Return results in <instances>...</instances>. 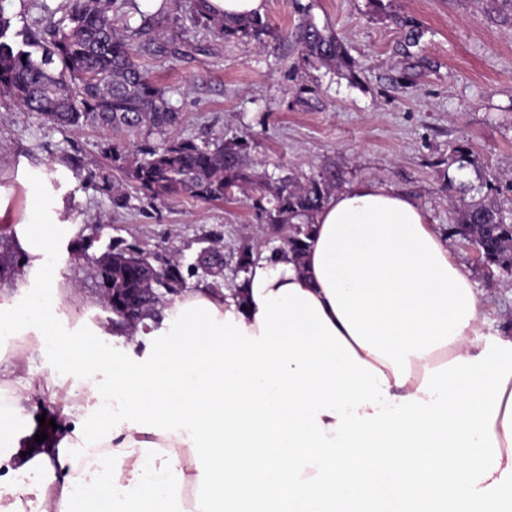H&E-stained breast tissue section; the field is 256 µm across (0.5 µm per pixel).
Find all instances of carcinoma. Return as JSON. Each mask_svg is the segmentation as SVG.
Wrapping results in <instances>:
<instances>
[{"instance_id": "cac0c4a2", "label": "carcinoma", "mask_w": 512, "mask_h": 512, "mask_svg": "<svg viewBox=\"0 0 512 512\" xmlns=\"http://www.w3.org/2000/svg\"><path fill=\"white\" fill-rule=\"evenodd\" d=\"M109 4L110 0H68L58 22L26 33L19 42L10 34L11 19L0 11V95L62 128L92 125L124 133L147 128L165 135L155 144L141 146L139 156L126 168L128 180L151 195L210 202L252 190L255 179L244 163V143L212 147L168 135L179 124V113L141 62L143 50L156 43L163 24L161 12L142 13L137 27L120 29L109 15ZM194 20L226 38L260 41L271 32L265 15H216L204 7V0H196ZM394 22L405 32L406 46L419 44L423 31L413 19L397 17ZM296 39L307 60L357 79L359 64L335 33L305 19ZM499 183L498 178L487 183L479 200L461 199L458 223L449 227V233L475 241L489 263L512 275V217L496 202ZM335 191L333 179L324 176L260 184L267 223L288 225L280 250L304 252L315 214ZM141 254L119 244L105 253L102 277L112 288L116 316L128 294L158 285L175 288L183 281L178 260L152 267ZM198 266L207 275L219 277L224 257L215 249L206 250Z\"/></svg>"}]
</instances>
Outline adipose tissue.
I'll use <instances>...</instances> for the list:
<instances>
[{"label": "adipose tissue", "instance_id": "ef3b65f1", "mask_svg": "<svg viewBox=\"0 0 512 512\" xmlns=\"http://www.w3.org/2000/svg\"><path fill=\"white\" fill-rule=\"evenodd\" d=\"M26 207L0 220L37 281L0 302V336L49 352L62 436L26 439L27 356L0 350V444L43 472L35 512H506L512 336L419 203L357 182L320 209L301 261L240 288L176 296L132 331L64 319L63 192L19 165ZM125 346L116 354L115 343Z\"/></svg>", "mask_w": 512, "mask_h": 512}]
</instances>
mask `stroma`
Listing matches in <instances>:
<instances>
[{"label": "stroma", "mask_w": 512, "mask_h": 512, "mask_svg": "<svg viewBox=\"0 0 512 512\" xmlns=\"http://www.w3.org/2000/svg\"><path fill=\"white\" fill-rule=\"evenodd\" d=\"M195 0H168L163 29L178 55L143 54L154 80L182 116L174 133L196 142L246 141L245 160L257 180L331 176L337 189L374 179L412 196L442 234L456 223L449 182L481 197L492 176L512 174V0H385L389 13L371 14L367 0H265L272 32L262 41L224 38L191 22ZM66 0H0L13 32L59 19ZM408 15L424 36L406 46L392 15ZM328 26L362 68L358 82L305 60L293 38L302 18ZM140 133L116 140L93 127L61 128L0 96V184L15 182L20 161L74 173L65 196L73 221L88 230V256L114 243L162 259L176 257L188 274L184 290L232 288L242 245L267 254L286 228L268 224L257 192L229 201L170 200L145 194L125 174L136 145L159 141ZM471 144L472 165L457 170L453 150ZM126 202L115 206L111 186ZM218 247L224 275L197 267L201 251ZM455 260L471 275L490 322L512 336V275L487 269L461 236H449ZM69 312L108 311L96 273L76 251H61ZM29 270L0 223V301L13 299Z\"/></svg>", "instance_id": "1"}]
</instances>
